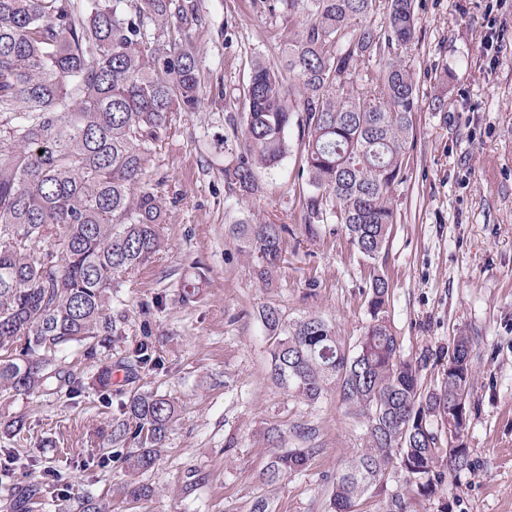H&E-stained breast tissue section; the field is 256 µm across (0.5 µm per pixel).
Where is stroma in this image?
<instances>
[{"instance_id": "1", "label": "stroma", "mask_w": 512, "mask_h": 512, "mask_svg": "<svg viewBox=\"0 0 512 512\" xmlns=\"http://www.w3.org/2000/svg\"><path fill=\"white\" fill-rule=\"evenodd\" d=\"M193 2L198 20L186 32L199 51L202 101L174 114L147 165L148 183L166 201L164 246L113 291L121 335L89 358L75 344L64 350L83 383L76 397L0 399V448L16 457L12 465L0 457V512H14V495L33 484L43 488L34 512H78L86 497L111 512H250L260 498L271 512H331L327 478L362 448L363 420L335 392L314 404L276 384L258 311L276 307L288 326L318 315L355 342L368 322L373 270L390 281L389 319L403 357L421 364L423 386L440 385L452 336H472L465 441L474 468L428 499L410 495L400 469L388 468L357 512H386L397 492L409 494L411 512H512V0H414L419 23L404 61L420 109L394 191L396 222L373 259L336 222H314V191L299 175V124L288 130L291 154L261 172V193L244 197L224 183L225 164L245 147L233 125L250 58L277 62L305 15L268 12L263 0ZM493 28L501 34L495 66L484 49ZM237 224L287 225L272 285L255 279ZM197 274L198 292L184 298L183 278ZM143 341L163 365L130 374L122 362ZM105 365L111 387H90ZM137 390L173 400L178 412L155 466L132 476L121 456L135 443L115 440L113 430ZM19 415L26 426L10 433ZM298 424L317 429L321 454L265 484V431L279 428L294 448ZM132 479L147 486L145 496L127 495Z\"/></svg>"}]
</instances>
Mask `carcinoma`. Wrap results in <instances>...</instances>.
Segmentation results:
<instances>
[{"mask_svg": "<svg viewBox=\"0 0 512 512\" xmlns=\"http://www.w3.org/2000/svg\"><path fill=\"white\" fill-rule=\"evenodd\" d=\"M376 0H272L269 10L302 11L301 35L280 60L251 61L242 88L241 133L249 152L224 166V183L242 196L260 192L261 170L291 152L287 131L305 114L304 162L312 218L324 202L364 257L382 251L395 223L393 190L406 169L408 136L419 111L413 72L399 49L412 42L414 0H387L378 27L366 22ZM197 20L188 0H0V397L71 394L81 381L57 352L70 343L121 335L112 289L160 251L166 204L146 182L147 164L176 112L201 102L198 51L186 34ZM302 81L294 99L287 77ZM236 233L267 284L282 257L286 224H243ZM368 323L355 343L309 315L284 329L277 310L259 317L274 336L279 380L308 401L329 389L366 420L365 447L330 479L334 512L358 500L390 467L415 495L431 498L448 478L472 469L467 446L448 454L433 424L457 416L472 387L471 365L424 389L419 365L404 359L388 319L390 283L367 285ZM472 338L452 337L446 353L463 358ZM162 359L147 344L132 371ZM120 436L137 450L127 469H151L173 401L134 393L123 405ZM290 448L267 433L274 452L262 478L275 483L321 453L316 430Z\"/></svg>", "mask_w": 512, "mask_h": 512, "instance_id": "carcinoma-1", "label": "carcinoma"}]
</instances>
